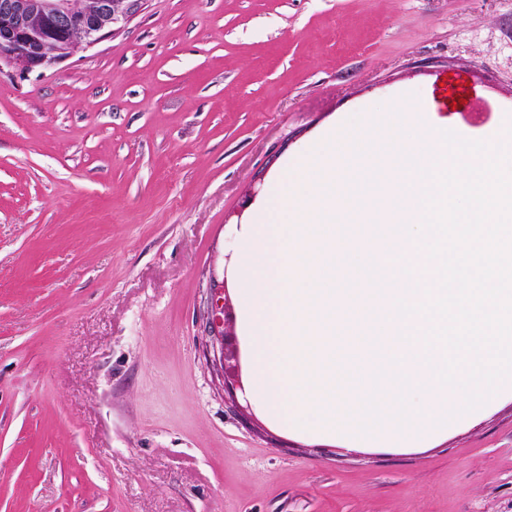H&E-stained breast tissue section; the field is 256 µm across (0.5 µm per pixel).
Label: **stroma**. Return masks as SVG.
<instances>
[{"label":"stroma","instance_id":"35a3bbf8","mask_svg":"<svg viewBox=\"0 0 512 512\" xmlns=\"http://www.w3.org/2000/svg\"><path fill=\"white\" fill-rule=\"evenodd\" d=\"M512 114V0H146L0 68V512H512V399L428 448L291 436L217 378L226 218L328 123Z\"/></svg>","mask_w":512,"mask_h":512}]
</instances>
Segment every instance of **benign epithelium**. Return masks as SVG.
Wrapping results in <instances>:
<instances>
[{"label": "benign epithelium", "instance_id": "7a95c632", "mask_svg": "<svg viewBox=\"0 0 512 512\" xmlns=\"http://www.w3.org/2000/svg\"><path fill=\"white\" fill-rule=\"evenodd\" d=\"M146 0H0V62L21 72L72 56L123 27Z\"/></svg>", "mask_w": 512, "mask_h": 512}]
</instances>
